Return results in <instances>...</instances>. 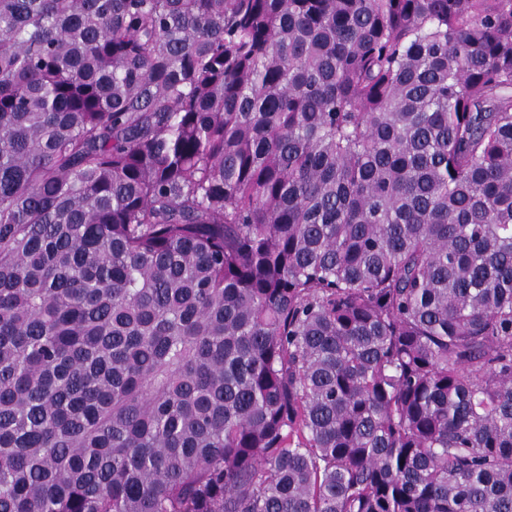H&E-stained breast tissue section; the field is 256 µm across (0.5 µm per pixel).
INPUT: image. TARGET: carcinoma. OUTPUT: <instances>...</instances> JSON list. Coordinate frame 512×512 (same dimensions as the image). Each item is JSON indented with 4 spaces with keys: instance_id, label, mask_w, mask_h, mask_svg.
Masks as SVG:
<instances>
[{
    "instance_id": "obj_1",
    "label": "carcinoma",
    "mask_w": 512,
    "mask_h": 512,
    "mask_svg": "<svg viewBox=\"0 0 512 512\" xmlns=\"http://www.w3.org/2000/svg\"><path fill=\"white\" fill-rule=\"evenodd\" d=\"M0 512H512V0H0Z\"/></svg>"
}]
</instances>
